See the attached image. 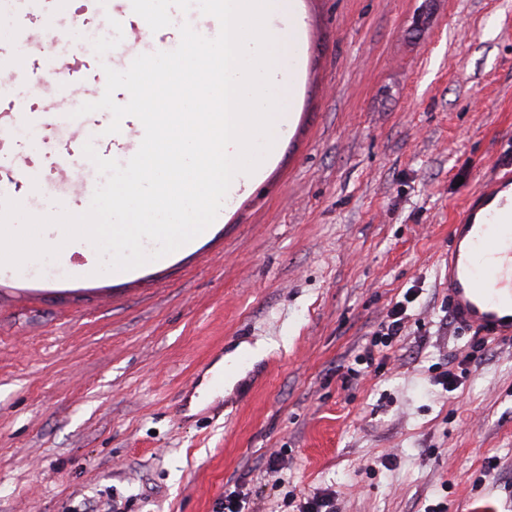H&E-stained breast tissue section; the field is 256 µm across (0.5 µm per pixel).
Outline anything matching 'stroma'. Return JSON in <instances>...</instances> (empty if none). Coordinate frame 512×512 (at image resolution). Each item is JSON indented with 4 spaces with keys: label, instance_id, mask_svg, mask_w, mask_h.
I'll use <instances>...</instances> for the list:
<instances>
[{
    "label": "stroma",
    "instance_id": "1",
    "mask_svg": "<svg viewBox=\"0 0 512 512\" xmlns=\"http://www.w3.org/2000/svg\"><path fill=\"white\" fill-rule=\"evenodd\" d=\"M112 3L125 28L100 0L0 14L20 50L0 199L28 214L83 213L74 184L102 180L47 62L89 83V37L121 71L170 34ZM422 3L301 0L293 120L191 249L122 277L82 244L0 268V512H220L236 485L252 512H296L295 488L337 512H512V342L476 346L443 282L452 216L512 163V0H432L417 29ZM403 299L404 338L351 375ZM240 347L264 354L201 398ZM295 490V489H294ZM291 492V499L299 497L298 512H335L336 495L329 489H314L310 491L299 490V493Z\"/></svg>",
    "mask_w": 512,
    "mask_h": 512
}]
</instances>
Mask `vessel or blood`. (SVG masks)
Instances as JSON below:
<instances>
[{"label": "vessel or blood", "instance_id": "vessel-or-blood-1", "mask_svg": "<svg viewBox=\"0 0 512 512\" xmlns=\"http://www.w3.org/2000/svg\"><path fill=\"white\" fill-rule=\"evenodd\" d=\"M445 284L457 324L486 342L512 341V170L449 224Z\"/></svg>", "mask_w": 512, "mask_h": 512}]
</instances>
